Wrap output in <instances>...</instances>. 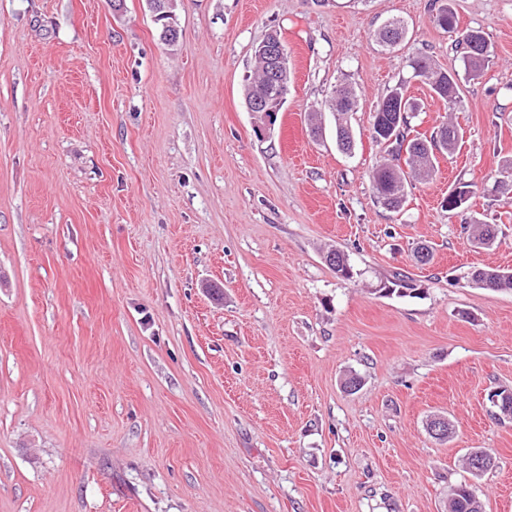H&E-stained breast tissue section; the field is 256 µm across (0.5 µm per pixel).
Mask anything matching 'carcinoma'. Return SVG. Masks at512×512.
Instances as JSON below:
<instances>
[{
	"label": "carcinoma",
	"instance_id": "cac0c4a2",
	"mask_svg": "<svg viewBox=\"0 0 512 512\" xmlns=\"http://www.w3.org/2000/svg\"><path fill=\"white\" fill-rule=\"evenodd\" d=\"M435 26L453 35L457 31L456 18L448 0H441L432 17ZM406 35V27L399 19L388 21L376 34V41L383 47L397 46ZM454 47L460 51L464 74L468 78L480 76L488 67L491 50L482 31L470 29L455 39ZM408 66L413 76L421 78L433 95L453 105L458 91L460 74L435 66L427 56L409 59ZM271 62L258 52L255 67L247 79L245 104L261 96H274L277 88L271 80ZM359 105L357 92L341 83L336 86L326 103L336 120V146L347 154L354 149V137L348 124V115ZM422 111L421 103L407 95L404 83L397 84L378 104L371 134L372 140L381 148V163L372 174L373 188L379 202L393 212L402 210L406 202V185L410 180H425L433 172L437 154L451 155L458 146L460 131L451 122L437 128L436 135L429 138L414 132L412 115ZM475 239L481 245L492 246L498 237V225L481 221L473 225ZM468 282L473 288L493 291L512 290V271L491 267H476L471 270ZM448 512H480V505L467 483L452 489L448 499Z\"/></svg>",
	"mask_w": 512,
	"mask_h": 512
}]
</instances>
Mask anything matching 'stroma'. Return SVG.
<instances>
[{
    "label": "stroma",
    "mask_w": 512,
    "mask_h": 512,
    "mask_svg": "<svg viewBox=\"0 0 512 512\" xmlns=\"http://www.w3.org/2000/svg\"><path fill=\"white\" fill-rule=\"evenodd\" d=\"M449 5L493 48L452 109L407 66L461 67L434 0H178L174 48L145 0H0V512H445L464 482L512 512V421L488 400L512 389V292L467 282L512 269V0ZM396 16L388 51L372 35ZM273 30L290 82L260 133L245 85ZM344 80L349 154L323 108ZM402 81L420 130L463 139L396 213L371 128ZM396 271L417 296L379 292Z\"/></svg>",
    "instance_id": "1"
}]
</instances>
